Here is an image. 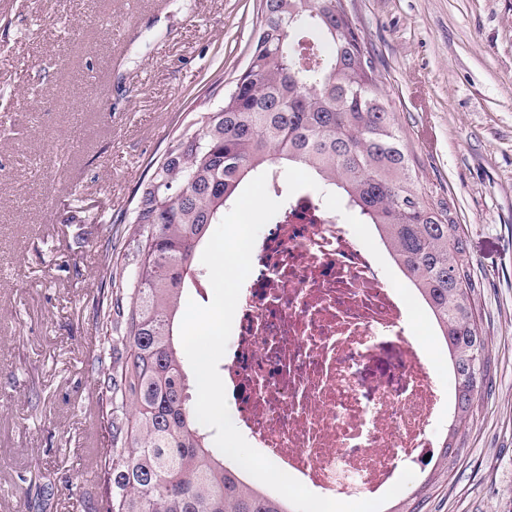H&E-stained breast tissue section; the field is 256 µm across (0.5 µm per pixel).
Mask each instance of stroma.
<instances>
[{"instance_id":"obj_1","label":"stroma","mask_w":512,"mask_h":512,"mask_svg":"<svg viewBox=\"0 0 512 512\" xmlns=\"http://www.w3.org/2000/svg\"><path fill=\"white\" fill-rule=\"evenodd\" d=\"M260 0H0V512H98L97 302L134 194ZM481 287L491 387L425 512H512V0H344Z\"/></svg>"}]
</instances>
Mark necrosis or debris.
<instances>
[{
	"mask_svg": "<svg viewBox=\"0 0 512 512\" xmlns=\"http://www.w3.org/2000/svg\"><path fill=\"white\" fill-rule=\"evenodd\" d=\"M347 225L297 208L257 236L224 364L231 420L317 495L373 499L434 454L454 395L405 333L412 303L382 286Z\"/></svg>",
	"mask_w": 512,
	"mask_h": 512,
	"instance_id": "1",
	"label": "necrosis or debris"
}]
</instances>
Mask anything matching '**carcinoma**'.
<instances>
[{
  "label": "carcinoma",
  "instance_id": "carcinoma-1",
  "mask_svg": "<svg viewBox=\"0 0 512 512\" xmlns=\"http://www.w3.org/2000/svg\"><path fill=\"white\" fill-rule=\"evenodd\" d=\"M310 176L304 190L332 222L341 197L377 227L431 310L453 363L456 410L439 451L473 416L488 358L472 305L479 282L450 207L417 187L376 61L343 0H260L249 61L219 102L199 108L136 191L121 266L98 304L109 359L97 373L111 448L99 460L101 512H290L285 499L241 481L198 422L191 375L174 340L186 285L202 275L198 250L261 173Z\"/></svg>",
  "mask_w": 512,
  "mask_h": 512
}]
</instances>
